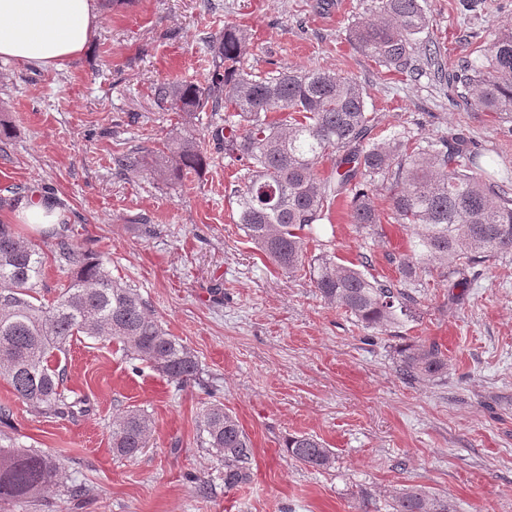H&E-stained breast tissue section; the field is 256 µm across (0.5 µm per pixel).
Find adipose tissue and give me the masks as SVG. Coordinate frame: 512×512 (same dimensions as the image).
Segmentation results:
<instances>
[{
	"label": "adipose tissue",
	"instance_id": "1",
	"mask_svg": "<svg viewBox=\"0 0 512 512\" xmlns=\"http://www.w3.org/2000/svg\"><path fill=\"white\" fill-rule=\"evenodd\" d=\"M97 0H0V57L60 69L88 49Z\"/></svg>",
	"mask_w": 512,
	"mask_h": 512
}]
</instances>
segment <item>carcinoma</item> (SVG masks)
<instances>
[{
  "label": "carcinoma",
  "mask_w": 512,
  "mask_h": 512,
  "mask_svg": "<svg viewBox=\"0 0 512 512\" xmlns=\"http://www.w3.org/2000/svg\"><path fill=\"white\" fill-rule=\"evenodd\" d=\"M424 0H378L382 21L362 20L349 33L359 52L394 70L411 69L419 36L429 19ZM250 34L226 26L209 44L212 72L204 84L162 83L154 88L157 106L192 118L224 110V126L212 139L243 167V185L234 189L235 223L280 270L308 268L320 296L364 326L380 330L418 304L417 282L439 271L462 274L502 254L512 253V181L479 165L460 134L426 145L410 138L388 145L371 140L375 117L366 109L367 92L354 78L322 68L278 69L264 75L246 71L242 58ZM448 84L467 106L512 112V28L496 34L483 60L463 59L448 72ZM331 159V176L319 164ZM120 172H137L143 157L128 151L113 158ZM207 165L196 138L180 137L165 146L154 173L176 182ZM390 191V216L411 232L413 250L399 261V283L379 280L360 267L326 255L308 257L303 231L327 216L330 205L349 199L350 223L376 233L382 214L371 186ZM71 275L53 298L35 303L44 273L40 245L10 224H0V377L16 398L53 418L69 417L83 404L65 394V370L55 364L69 339L86 336L118 342L133 360L151 364L168 380L199 378L197 356L159 324L137 289L119 282L97 255L74 240L71 225L50 236ZM402 375L435 381L448 370L435 344L414 340L397 349ZM200 447L224 462V489L250 479L252 445L238 419L212 403L197 421ZM153 432L145 410L132 407L112 423V453L135 456ZM288 456L304 467L331 469L334 453L319 438L298 433L285 442ZM52 488L72 499L88 489L69 482L65 460L36 448L0 446V500L23 506ZM391 512H455L448 498L416 487L398 492Z\"/></svg>",
  "instance_id": "1"
}]
</instances>
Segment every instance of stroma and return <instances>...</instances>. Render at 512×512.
Wrapping results in <instances>:
<instances>
[{
    "instance_id": "1",
    "label": "stroma",
    "mask_w": 512,
    "mask_h": 512,
    "mask_svg": "<svg viewBox=\"0 0 512 512\" xmlns=\"http://www.w3.org/2000/svg\"><path fill=\"white\" fill-rule=\"evenodd\" d=\"M90 48L64 68L0 58V197L15 188L54 197L75 240L107 260L112 276L137 288L163 328L197 355L201 380L167 382L118 344L73 337L60 362L66 386L84 406L47 418L17 400L0 379V443L63 457L86 496L52 495L0 512H389L406 487L445 495L455 512H512V254L481 265L476 283L449 287L427 278L410 315L386 330L365 328L324 302L308 274L288 275L235 222L232 190L240 165L212 141L220 112L193 119L165 112L156 83L205 82L209 37L248 29L247 69L321 67L367 90L372 136L421 141L463 134L481 163L512 175V113L458 106L417 52V76L387 70L351 44L349 29L372 0H99ZM422 43L448 67L512 26V0H426ZM193 134L209 157L201 172L173 184L152 164L162 142ZM139 149L146 165L117 174L114 153ZM378 240L359 233L347 204L308 233V253L341 264L370 255L371 274L399 280L410 250L406 228L387 219ZM442 348L448 371L409 382L394 348L411 340ZM236 415L251 441L250 481L224 488V468L197 445L208 397L203 382ZM144 409L154 433L132 458L113 457V418ZM308 433L336 463L313 470L292 461L285 437ZM207 493H200V485Z\"/></svg>"
}]
</instances>
